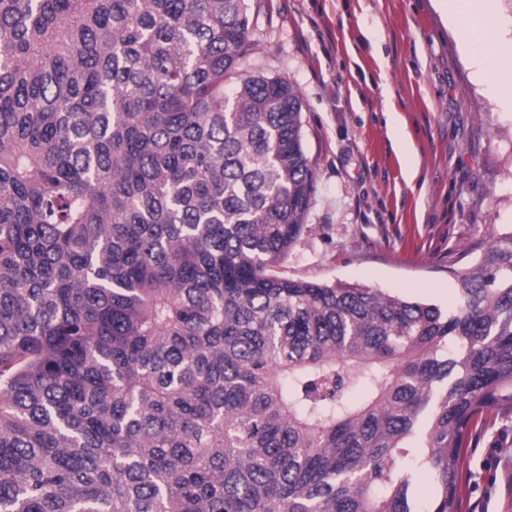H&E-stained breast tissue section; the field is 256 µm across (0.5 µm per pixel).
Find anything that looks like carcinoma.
<instances>
[{
	"label": "carcinoma",
	"instance_id": "cac0c4a2",
	"mask_svg": "<svg viewBox=\"0 0 512 512\" xmlns=\"http://www.w3.org/2000/svg\"><path fill=\"white\" fill-rule=\"evenodd\" d=\"M251 0H0V512H462L512 411V227L444 311L277 275L303 102ZM407 465L414 468L418 475V498L419 512H428L432 507L433 500V477L424 468L418 467L414 462L408 461Z\"/></svg>",
	"mask_w": 512,
	"mask_h": 512
}]
</instances>
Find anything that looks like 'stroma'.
I'll return each instance as SVG.
<instances>
[{"label": "stroma", "instance_id": "stroma-1", "mask_svg": "<svg viewBox=\"0 0 512 512\" xmlns=\"http://www.w3.org/2000/svg\"><path fill=\"white\" fill-rule=\"evenodd\" d=\"M243 70L302 101L315 173L307 231L278 275L359 283L448 307L492 227L512 225V99L447 29L432 0H255ZM409 141L406 182L393 136ZM463 512H512V413L462 451Z\"/></svg>", "mask_w": 512, "mask_h": 512}]
</instances>
